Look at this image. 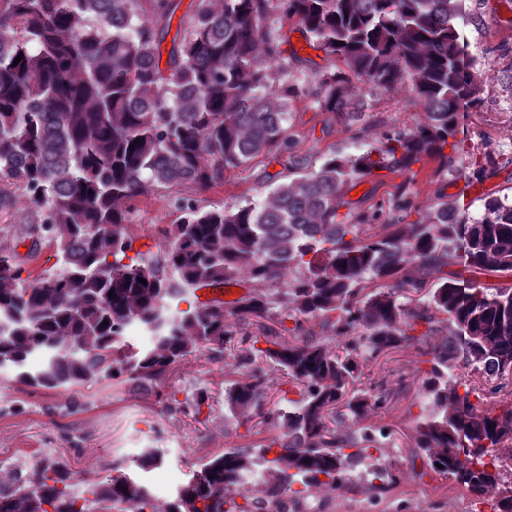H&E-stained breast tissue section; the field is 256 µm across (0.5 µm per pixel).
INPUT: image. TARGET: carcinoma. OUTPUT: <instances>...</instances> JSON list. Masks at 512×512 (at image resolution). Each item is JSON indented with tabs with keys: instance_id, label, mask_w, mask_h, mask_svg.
<instances>
[{
	"instance_id": "carcinoma-1",
	"label": "carcinoma",
	"mask_w": 512,
	"mask_h": 512,
	"mask_svg": "<svg viewBox=\"0 0 512 512\" xmlns=\"http://www.w3.org/2000/svg\"><path fill=\"white\" fill-rule=\"evenodd\" d=\"M175 10L174 0H0V180L31 205L34 220L15 237L47 238L61 264L34 277L0 253V370L49 390L76 391L93 377L158 387L187 357L230 346L232 366L251 374L225 390L227 410L240 426L257 417L280 431L259 449L265 497L245 494L255 462L237 450L193 471L163 510L119 462L93 482L46 456L0 476V512H298L352 460L365 463L360 483L374 499L397 481L394 464L374 455L394 447L393 432L363 421L390 409L395 393L360 388L363 366L417 344L429 367L415 378L432 410L419 416L411 447L491 512H512V282L473 278H512V199L486 195L468 222L441 194L409 222L416 207L403 184L388 207L339 213L346 191L378 171L411 174L429 160L456 171L463 113L483 102L456 27L464 0H196L163 68ZM272 13L377 88L408 86L427 119L311 166L295 153L288 101L311 94L347 125L361 120V105L341 71H321L313 91L289 78L288 59L301 57L284 56L264 29ZM283 153L290 174L257 202L208 209L181 193ZM498 167V153L471 151L470 185ZM151 190L180 217L156 249L136 251L127 223ZM461 259L472 276L448 272ZM243 275L267 292L189 300L203 286H239ZM131 325L149 346L127 343ZM268 366L292 384L271 409ZM156 396L196 419L207 402ZM161 463L148 448L137 467Z\"/></svg>"
}]
</instances>
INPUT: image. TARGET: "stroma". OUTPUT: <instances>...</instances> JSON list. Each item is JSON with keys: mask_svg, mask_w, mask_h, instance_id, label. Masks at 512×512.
<instances>
[{"mask_svg": "<svg viewBox=\"0 0 512 512\" xmlns=\"http://www.w3.org/2000/svg\"><path fill=\"white\" fill-rule=\"evenodd\" d=\"M457 28L483 77V103L469 112L459 138L465 149L498 151L502 162L501 169L477 185L465 201V211L475 217L482 211L484 195L512 194V85L503 74L512 62V0H468V13L458 19ZM351 88L365 112L363 121L352 126L322 111L312 97L289 102L296 150L313 163H320L335 150L359 153L377 144L390 128L411 127L426 118L423 106L408 89L383 92L357 77L352 78ZM288 173L287 156H260L247 169L225 172L222 185L199 192L198 198L210 208L236 207L260 199L270 178ZM405 181L422 213L433 206L439 193L455 198L465 185L464 179L439 174L436 162L429 161L408 177L380 171L358 190L365 194L366 204L372 205L390 198ZM30 217L22 191L10 181H0V251L16 255L33 275L58 271L57 257L47 242L25 248L13 236V226L27 223ZM177 217L166 197L153 192L141 196L128 224L135 249L153 245L161 230ZM231 360L230 353L214 356L205 350L179 363L166 378L164 392L181 398L199 392L208 395L211 414L199 421L165 409L154 394L96 378L82 388L73 408L67 407L66 396L58 391L0 382V402L22 407L21 413L0 416V473L41 456L61 455L74 471L99 481L110 476L113 462H123L131 469L143 449L157 448L163 451L164 460L144 473L143 479L156 504L165 506L203 463L233 448L258 452L273 435L263 424L256 426L253 434H246L225 409V387L248 378L247 370L231 368ZM421 361L419 348L410 347L363 367L364 387L400 391L392 408L368 419L369 424L393 430L395 446L390 455L400 462L397 483L373 501L355 478L337 488L321 487L310 499L311 512H467L472 507V497L461 483L433 473L425 458L412 455L408 448L415 419L430 407L412 378Z\"/></svg>", "mask_w": 512, "mask_h": 512, "instance_id": "35a3bbf8", "label": "stroma"}]
</instances>
